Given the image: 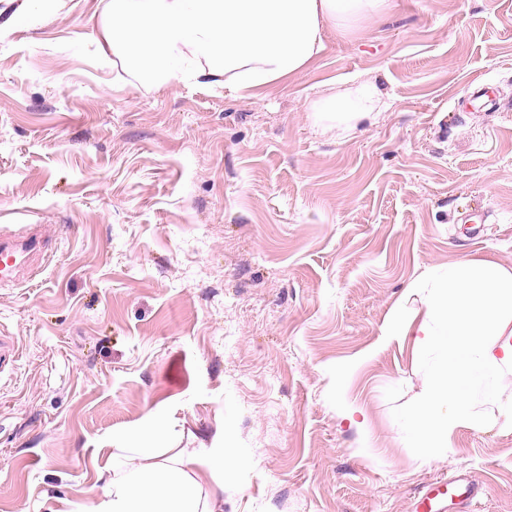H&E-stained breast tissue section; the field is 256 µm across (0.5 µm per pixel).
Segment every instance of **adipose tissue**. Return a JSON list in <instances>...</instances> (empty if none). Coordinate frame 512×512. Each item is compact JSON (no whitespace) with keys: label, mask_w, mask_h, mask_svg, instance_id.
Returning <instances> with one entry per match:
<instances>
[{"label":"adipose tissue","mask_w":512,"mask_h":512,"mask_svg":"<svg viewBox=\"0 0 512 512\" xmlns=\"http://www.w3.org/2000/svg\"><path fill=\"white\" fill-rule=\"evenodd\" d=\"M393 0H110L96 40L118 75L159 89L174 82L232 95L283 84L324 51L330 32L390 12ZM383 106L372 80L309 101L323 131L343 135L375 120ZM385 333L412 337L433 373L407 416L405 444L426 458L453 447L462 429H483L467 390L512 374V266L462 258L428 266L412 279ZM160 409L121 436L99 470L100 493L83 512H224V472L250 464L223 435L197 448H158Z\"/></svg>","instance_id":"adipose-tissue-1"}]
</instances>
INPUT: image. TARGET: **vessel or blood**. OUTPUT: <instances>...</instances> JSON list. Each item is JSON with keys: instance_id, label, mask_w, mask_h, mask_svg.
Here are the masks:
<instances>
[{"instance_id": "b4317fda", "label": "vessel or blood", "mask_w": 512, "mask_h": 512, "mask_svg": "<svg viewBox=\"0 0 512 512\" xmlns=\"http://www.w3.org/2000/svg\"><path fill=\"white\" fill-rule=\"evenodd\" d=\"M46 240L38 225H26L16 235L0 239V286L35 276L44 258ZM477 489L468 479L435 480L413 496L410 512H447L449 506L471 503Z\"/></svg>"}]
</instances>
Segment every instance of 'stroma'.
<instances>
[{"instance_id": "35a3bbf8", "label": "stroma", "mask_w": 512, "mask_h": 512, "mask_svg": "<svg viewBox=\"0 0 512 512\" xmlns=\"http://www.w3.org/2000/svg\"><path fill=\"white\" fill-rule=\"evenodd\" d=\"M108 2L0 32V234L49 235L41 273L0 287V512L87 504L156 406L180 447L220 432L253 457L224 512H409L440 475L512 512V432L402 447L432 363L381 334L425 266L512 265V0H394L244 96L116 80ZM361 79L387 109L321 134L305 103Z\"/></svg>"}]
</instances>
